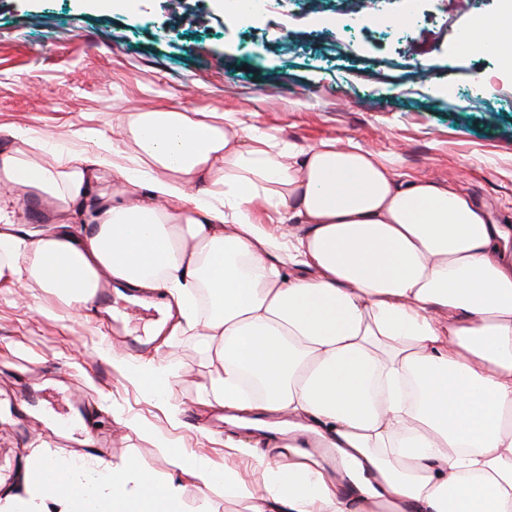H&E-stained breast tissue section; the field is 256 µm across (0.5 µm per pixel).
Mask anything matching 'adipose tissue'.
Masks as SVG:
<instances>
[{
    "instance_id": "adipose-tissue-1",
    "label": "adipose tissue",
    "mask_w": 512,
    "mask_h": 512,
    "mask_svg": "<svg viewBox=\"0 0 512 512\" xmlns=\"http://www.w3.org/2000/svg\"><path fill=\"white\" fill-rule=\"evenodd\" d=\"M73 135L94 156L0 153V193L56 216L0 222V280L70 306L105 277L164 292L211 363L206 405L288 433L271 459L236 447L252 475L157 437L203 486L190 509L138 460L40 455L0 512H212L216 485L246 512H512L511 224L355 145L303 151L233 112H128L113 136ZM115 361L182 425L172 362ZM295 429L336 449L343 477Z\"/></svg>"
}]
</instances>
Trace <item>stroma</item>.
I'll return each instance as SVG.
<instances>
[{
	"label": "stroma",
	"instance_id": "35a3bbf8",
	"mask_svg": "<svg viewBox=\"0 0 512 512\" xmlns=\"http://www.w3.org/2000/svg\"><path fill=\"white\" fill-rule=\"evenodd\" d=\"M384 23L349 29L335 0H279L257 18L223 11L222 0H137L111 13L98 0H0V151L19 134L52 152L93 154L73 140L85 127L111 133L126 112L177 107L236 112L248 125L306 150L323 141L387 159L395 172L447 183L499 224H512V72L480 48L498 32L486 19L501 0L449 14L444 0H386ZM420 28L402 31L404 15ZM478 46L458 49L457 32ZM434 77L438 86L428 87ZM125 311L122 335L94 304L75 310L34 288L0 283V496L17 493L29 456L96 454L110 464L138 458L157 482L180 476L152 437H137L114 413L169 437L187 456L247 470L225 441L242 432L198 402L210 363L192 337L172 351L184 426L112 365L125 339L160 328L177 310ZM51 308L39 315L36 303ZM216 436L209 442L201 429Z\"/></svg>",
	"mask_w": 512,
	"mask_h": 512
}]
</instances>
